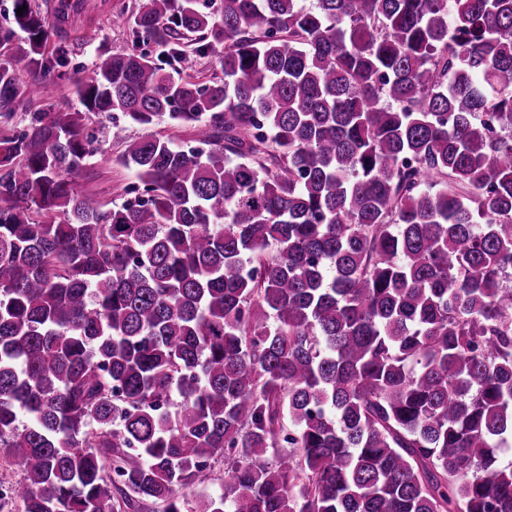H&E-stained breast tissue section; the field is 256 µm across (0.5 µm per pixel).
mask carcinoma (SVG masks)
Returning a JSON list of instances; mask_svg holds the SVG:
<instances>
[{
    "instance_id": "cac0c4a2",
    "label": "carcinoma",
    "mask_w": 512,
    "mask_h": 512,
    "mask_svg": "<svg viewBox=\"0 0 512 512\" xmlns=\"http://www.w3.org/2000/svg\"><path fill=\"white\" fill-rule=\"evenodd\" d=\"M14 53L49 88L50 22ZM0 128V448L25 512H512V0H144ZM224 47V79L166 69ZM39 99L0 61V118ZM137 201L77 194L84 117ZM64 220L55 221L57 214ZM111 450L107 457L100 449ZM81 16L71 20L64 28L52 30L43 57L55 65V70L67 72L65 80L58 81L52 95L42 100H21L13 110L9 127L24 128L30 112L69 113L82 111L74 84L79 78L90 76L94 57L100 52L114 54L130 49L136 42L128 25L117 24L113 18L123 12L131 15L143 0H85ZM70 29L73 33L67 32ZM89 132H93L97 141L96 155L80 175L74 179V189L84 195H91L108 207L112 204H121L130 197L125 189L137 181L134 169L126 168L118 162V158L125 150L128 141L150 137L162 136L168 139L173 146L181 147L192 143L193 130L189 125L172 126L159 122L149 126H142L119 116V123L124 131L121 138L112 139L106 134L97 117L90 116L85 120ZM210 480L207 484L191 487L185 491V495L192 501L207 497L218 492L224 482V457L216 456L210 463Z\"/></svg>"
}]
</instances>
